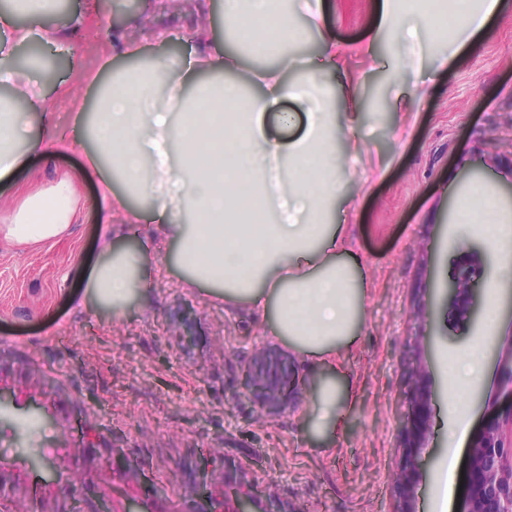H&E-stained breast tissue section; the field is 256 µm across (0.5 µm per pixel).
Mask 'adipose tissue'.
Wrapping results in <instances>:
<instances>
[{
    "mask_svg": "<svg viewBox=\"0 0 512 512\" xmlns=\"http://www.w3.org/2000/svg\"><path fill=\"white\" fill-rule=\"evenodd\" d=\"M457 23L431 9L422 20L450 27L456 52H464L504 8V0H457ZM61 0H20L27 23L0 12L12 30L0 42V81L13 100H0V185L9 182L29 154L52 156L68 145L64 133L34 132L19 120L17 103L40 111L46 89L11 63L15 44L31 39L42 19L59 11ZM296 0H224V30L260 66L241 67L224 42L198 38L194 50L171 71L166 58L149 69L110 75L98 82L93 101L82 102L77 124L90 144L88 157L100 178L98 208L107 223L158 224L183 282L223 301L227 313L258 310L266 331L315 375L312 403L303 415L307 432L336 434L355 403L351 387L336 377L345 352L359 337L367 282L346 225L335 223L340 192L337 170L353 169L357 156L336 154V137L352 136L367 112L358 83L342 63L345 51L332 34L320 52L291 64L288 55L303 29L295 20ZM395 33L392 62L400 72L418 65L415 25L403 24L395 0H373L372 40ZM296 100L306 112L302 135L283 139L266 121L281 99ZM78 177L62 175L48 190H28L0 241L22 251H39L69 234L82 217ZM149 198L150 209L134 208L131 195ZM495 189L469 188L457 201L456 223L497 249L501 276L512 277V226ZM152 242L115 245L103 233L98 259L83 275L87 296L120 314L130 299L148 303L154 282ZM485 329L448 362V387L475 386L497 320V288L489 286Z\"/></svg>",
    "mask_w": 512,
    "mask_h": 512,
    "instance_id": "ef3b65f1",
    "label": "adipose tissue"
}]
</instances>
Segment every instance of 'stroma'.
Wrapping results in <instances>:
<instances>
[{"label": "stroma", "instance_id": "obj_1", "mask_svg": "<svg viewBox=\"0 0 512 512\" xmlns=\"http://www.w3.org/2000/svg\"><path fill=\"white\" fill-rule=\"evenodd\" d=\"M223 2L206 0L204 16L189 17L177 0H167L146 21L136 2L115 26L111 0H67L43 21L44 28L64 34V49L30 41L55 62L50 73H31L53 93L45 115L27 112L24 120L37 129L46 120L74 128L77 106L92 93L103 64L116 70L131 64L110 57L114 32L134 40L141 58L162 56L174 64L195 33L223 38ZM325 2L322 16L302 19L298 52L318 53L326 29L337 41L354 44L347 66L361 83L370 114L362 161L343 178L353 244L368 283L365 321L346 361L359 392L346 428L333 438L309 437L301 419L311 402L305 391L278 413L260 417L240 393V371L257 348L287 360L291 352L266 334L262 316L229 315L223 302L185 288L166 251L150 254L156 270L150 305L133 302L119 317L98 307L80 286L101 240L90 212L69 238L42 251L20 252L0 242V356L12 371L33 366L45 379L0 423V457L39 456L45 465L56 464V457L43 455L44 444H82L91 424L111 439L115 467L132 477L114 485L119 512L132 486L167 512H204L205 497L193 493L192 480L206 470L223 481L228 465L245 467L259 496L275 493L296 512H397L393 477L411 411L410 376L421 364L431 400L413 508L439 512L437 478L455 415L446 367L484 330L483 321L448 312L446 280L461 259L480 270L497 269L496 251L484 238H455L456 200L479 181L492 184L501 201L512 200V0L458 56L448 38L421 29L419 69L411 79L431 92L408 112L389 108L401 81L383 61L390 43L380 42L373 57L360 51L369 40V0ZM77 14L85 24L75 33ZM158 26L171 28L169 43L145 37V30ZM73 55L82 59V70H71ZM444 56L448 66L438 67ZM400 124L410 130L401 146L393 141ZM88 165L85 148L74 143L49 161L30 156L16 179L46 186L58 173L83 169L80 189L90 203L99 177ZM499 359L497 351L489 352L485 379L464 392L469 436L480 432L499 404Z\"/></svg>", "mask_w": 512, "mask_h": 512}]
</instances>
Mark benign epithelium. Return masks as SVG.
<instances>
[{
    "label": "benign epithelium",
    "mask_w": 512,
    "mask_h": 512,
    "mask_svg": "<svg viewBox=\"0 0 512 512\" xmlns=\"http://www.w3.org/2000/svg\"><path fill=\"white\" fill-rule=\"evenodd\" d=\"M479 288L481 283L472 276L471 267L457 263L449 277L448 292L461 318L475 309ZM499 366L502 393L512 399V346L506 358L500 359ZM423 373L424 369L420 368L411 376L416 414L404 425L405 445L394 475V488L401 503L398 512H412L409 503L416 485L417 440L429 401L422 385ZM240 386L242 396L254 399L264 415L274 414L299 393L295 373L288 362L272 357L263 347L255 350L252 361L243 368ZM70 460L78 463V468L64 465L53 477L42 479L43 495L49 496L66 481H76L99 494V512H114L112 469L100 468L103 463H112V447L84 445L74 449ZM255 504L256 497L246 475L224 473V512H255ZM462 512H512V404L485 424L471 446Z\"/></svg>",
    "instance_id": "obj_1"
}]
</instances>
